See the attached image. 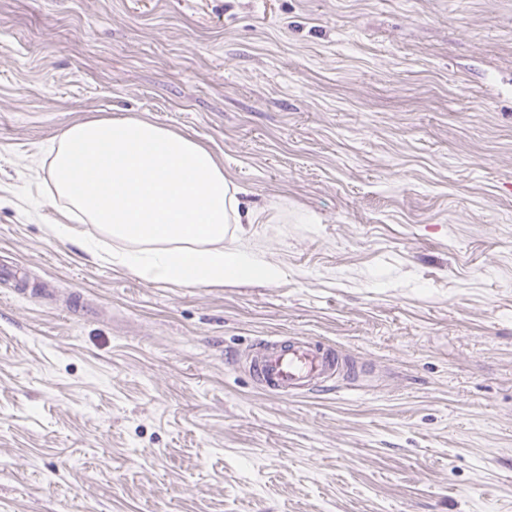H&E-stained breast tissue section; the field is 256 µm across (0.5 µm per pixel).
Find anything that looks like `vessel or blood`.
Returning <instances> with one entry per match:
<instances>
[{
  "label": "vessel or blood",
  "mask_w": 512,
  "mask_h": 512,
  "mask_svg": "<svg viewBox=\"0 0 512 512\" xmlns=\"http://www.w3.org/2000/svg\"><path fill=\"white\" fill-rule=\"evenodd\" d=\"M247 361L261 389L286 398L312 394L329 380L354 371L353 363L334 346L304 336L263 341Z\"/></svg>",
  "instance_id": "obj_1"
}]
</instances>
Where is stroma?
Returning <instances> with one entry per match:
<instances>
[{"instance_id":"obj_1","label":"stroma","mask_w":512,"mask_h":512,"mask_svg":"<svg viewBox=\"0 0 512 512\" xmlns=\"http://www.w3.org/2000/svg\"><path fill=\"white\" fill-rule=\"evenodd\" d=\"M126 117L213 151L279 281L47 234L51 147ZM270 336L359 373L267 394ZM0 512H512V0H0Z\"/></svg>"}]
</instances>
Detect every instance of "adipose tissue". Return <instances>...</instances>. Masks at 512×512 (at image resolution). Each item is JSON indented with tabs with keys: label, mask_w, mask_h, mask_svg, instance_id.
<instances>
[{
	"label": "adipose tissue",
	"mask_w": 512,
	"mask_h": 512,
	"mask_svg": "<svg viewBox=\"0 0 512 512\" xmlns=\"http://www.w3.org/2000/svg\"><path fill=\"white\" fill-rule=\"evenodd\" d=\"M48 175L75 221L53 233L91 253L100 235L123 242L113 262L145 280L212 286L283 275L258 252L223 247L230 225L258 216L212 151L188 135L135 118L78 123L61 133Z\"/></svg>",
	"instance_id": "1"
}]
</instances>
